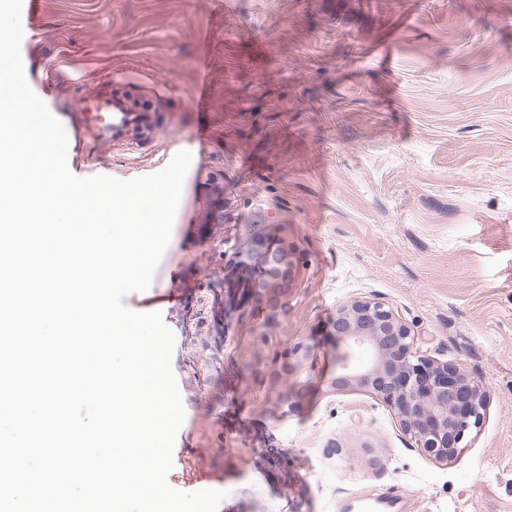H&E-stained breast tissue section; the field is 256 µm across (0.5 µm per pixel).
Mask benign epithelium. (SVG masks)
Segmentation results:
<instances>
[{
    "mask_svg": "<svg viewBox=\"0 0 512 512\" xmlns=\"http://www.w3.org/2000/svg\"><path fill=\"white\" fill-rule=\"evenodd\" d=\"M300 257L281 236L255 238L240 251L237 266L243 306L276 313L284 308L288 285ZM330 334L360 358L337 362L330 391L363 392L394 412L399 429L438 464L454 459L467 436L485 417L483 386L458 365L420 350L398 313L378 301L341 304ZM316 359L315 345L298 342L275 355L266 372L270 400L286 418L299 408L298 374Z\"/></svg>",
    "mask_w": 512,
    "mask_h": 512,
    "instance_id": "7a95c632",
    "label": "benign epithelium"
}]
</instances>
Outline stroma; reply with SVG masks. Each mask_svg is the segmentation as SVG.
Listing matches in <instances>:
<instances>
[{
    "label": "stroma",
    "instance_id": "stroma-1",
    "mask_svg": "<svg viewBox=\"0 0 512 512\" xmlns=\"http://www.w3.org/2000/svg\"><path fill=\"white\" fill-rule=\"evenodd\" d=\"M27 75L48 106L151 102L78 177L130 180L189 151L171 237L139 311L174 333L186 411L167 481L217 512H512V0H37ZM223 197H215L213 186ZM301 256L275 317L237 305L254 237ZM353 297L488 394L458 456L432 463L372 395L336 394L326 334ZM317 338L297 415L257 375Z\"/></svg>",
    "mask_w": 512,
    "mask_h": 512
}]
</instances>
